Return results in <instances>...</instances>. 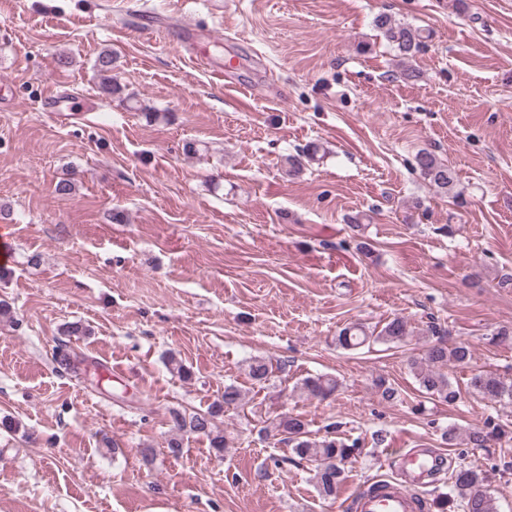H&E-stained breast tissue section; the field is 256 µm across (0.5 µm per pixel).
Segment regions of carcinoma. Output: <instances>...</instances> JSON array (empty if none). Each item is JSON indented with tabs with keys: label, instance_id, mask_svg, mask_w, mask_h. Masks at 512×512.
<instances>
[{
	"label": "carcinoma",
	"instance_id": "carcinoma-1",
	"mask_svg": "<svg viewBox=\"0 0 512 512\" xmlns=\"http://www.w3.org/2000/svg\"><path fill=\"white\" fill-rule=\"evenodd\" d=\"M374 26L400 61L414 56L423 45L422 29L410 24H397L384 12L374 17ZM318 146L308 145L295 155L288 156L290 172L298 175L303 170L302 158H312ZM416 168L435 187L450 191L454 187L456 176L447 164L441 162L433 153L420 151L415 156ZM408 336L407 324L401 318H394L380 330H368L362 325L343 328L336 336V345L343 349L360 348L370 342L381 344L400 343ZM472 358L469 344L458 342L452 345L441 339L435 340L425 352L423 360L411 362V368L420 387L432 399L448 404L455 403L460 397L459 387L453 385L443 369L448 364L464 365ZM249 375L257 383H265L273 376V369L264 359H255L249 364ZM338 381L330 376L306 378L301 383V390L315 398L325 399L336 392ZM470 392L489 397L499 402H512V380L501 378L493 373L478 372L467 383ZM241 389L233 383L224 385L221 399L214 401L207 410L184 414L178 410L170 413L172 437L167 442L169 453L180 454L182 442L180 435L191 433L202 435L209 440L210 447L216 452H224L228 440L224 431L216 425L218 417L229 409L243 405ZM512 432L508 425L491 418L483 424L471 426L459 431L454 425L442 432V438L448 445H454L463 439L470 448H486L509 437ZM258 434L264 440H273L289 447L290 456L274 460V464L308 463L315 465L313 480L318 492L324 497H331L346 479L345 466L354 454V445L332 433L319 437L308 429L307 422L299 415L281 414L268 426L259 429ZM453 492L438 495V506L445 507L450 501H458L463 512H499L495 497L488 488V476L480 470L462 466L453 474Z\"/></svg>",
	"mask_w": 512,
	"mask_h": 512
}]
</instances>
